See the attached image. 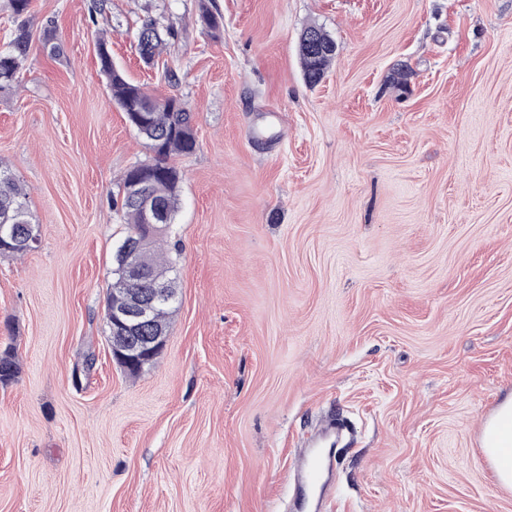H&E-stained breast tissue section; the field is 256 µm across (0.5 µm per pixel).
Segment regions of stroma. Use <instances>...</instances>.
<instances>
[{"label": "stroma", "instance_id": "stroma-1", "mask_svg": "<svg viewBox=\"0 0 512 512\" xmlns=\"http://www.w3.org/2000/svg\"><path fill=\"white\" fill-rule=\"evenodd\" d=\"M105 1L0 0V51L21 24L33 43L0 96V166L39 227L0 256L19 366L0 512H289L290 462L332 413L356 443L321 512H512L477 444L512 395V0ZM148 18L175 31L150 64ZM314 24L336 53L312 86ZM101 33L134 84L186 102L197 142L173 159L178 299L135 376L105 320L113 199L152 153L111 100ZM311 35L319 42L328 43L332 46L330 53L317 55L308 51V46L305 45L306 36ZM300 56L303 64L304 78L309 84H317L324 76L325 70L332 60L336 52V45L323 28L317 25H310L301 33L300 36ZM313 54V56H312Z\"/></svg>", "mask_w": 512, "mask_h": 512}]
</instances>
